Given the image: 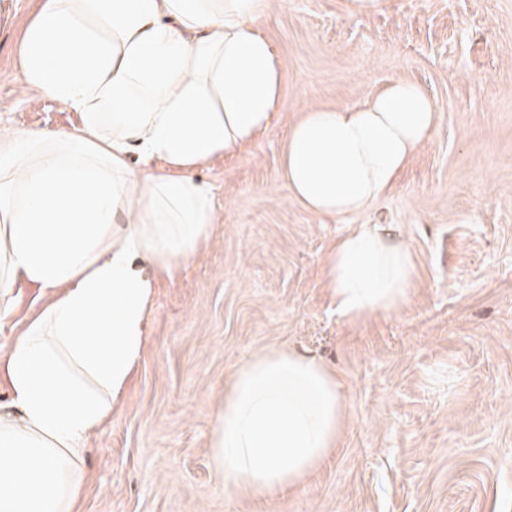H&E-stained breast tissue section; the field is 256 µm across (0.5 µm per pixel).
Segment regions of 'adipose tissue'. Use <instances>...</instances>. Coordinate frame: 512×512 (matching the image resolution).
<instances>
[{
	"instance_id": "1",
	"label": "adipose tissue",
	"mask_w": 512,
	"mask_h": 512,
	"mask_svg": "<svg viewBox=\"0 0 512 512\" xmlns=\"http://www.w3.org/2000/svg\"><path fill=\"white\" fill-rule=\"evenodd\" d=\"M270 0H38L21 86L75 112L70 131L0 126V312L50 293L0 357V512H75L84 455L145 348L154 290L200 258L217 220L193 173L270 130L283 74ZM437 111L393 80L362 102L311 107L288 128L281 178L319 216L367 209L430 139ZM141 167H132L130 151ZM410 247L361 224L323 259L356 324L410 299ZM336 371L271 349L239 363L209 442L225 490L266 501L305 484L348 425Z\"/></svg>"
}]
</instances>
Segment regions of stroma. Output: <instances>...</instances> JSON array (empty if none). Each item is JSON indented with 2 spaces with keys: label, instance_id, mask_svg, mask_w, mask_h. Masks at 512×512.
Returning <instances> with one entry per match:
<instances>
[{
  "label": "stroma",
  "instance_id": "35a3bbf8",
  "mask_svg": "<svg viewBox=\"0 0 512 512\" xmlns=\"http://www.w3.org/2000/svg\"><path fill=\"white\" fill-rule=\"evenodd\" d=\"M36 0H0V126L79 119L19 83V33ZM286 76L274 126L196 177L217 222L198 261L157 288L140 363L90 441L79 512H512V0H273L263 23ZM424 86L438 110L398 185L357 215L320 217L280 178L306 107ZM388 224L416 282L398 313L345 323L321 284L328 247ZM13 293L0 355L46 301ZM336 369L348 427L300 489L236 496L211 465L210 430L235 366L267 349Z\"/></svg>",
  "mask_w": 512,
  "mask_h": 512
}]
</instances>
